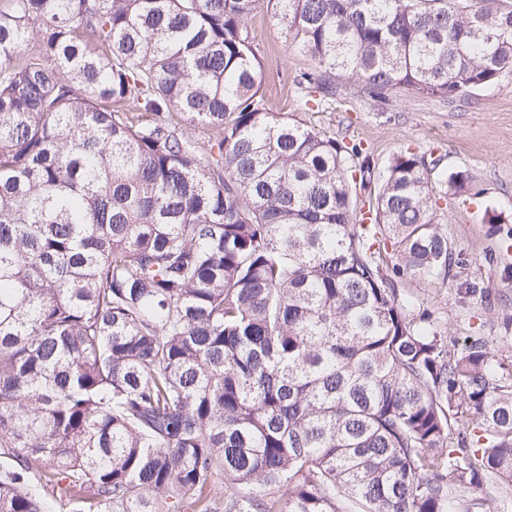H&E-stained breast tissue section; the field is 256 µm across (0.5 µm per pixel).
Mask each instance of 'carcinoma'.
Instances as JSON below:
<instances>
[{
	"mask_svg": "<svg viewBox=\"0 0 512 512\" xmlns=\"http://www.w3.org/2000/svg\"><path fill=\"white\" fill-rule=\"evenodd\" d=\"M256 2L0 0V512H507L512 369L396 287L469 174L269 111ZM268 2L310 94L512 83V0Z\"/></svg>",
	"mask_w": 512,
	"mask_h": 512,
	"instance_id": "1",
	"label": "carcinoma"
}]
</instances>
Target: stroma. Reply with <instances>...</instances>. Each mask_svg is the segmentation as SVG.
<instances>
[{
	"label": "stroma",
	"instance_id": "1",
	"mask_svg": "<svg viewBox=\"0 0 512 512\" xmlns=\"http://www.w3.org/2000/svg\"><path fill=\"white\" fill-rule=\"evenodd\" d=\"M248 26L270 111L360 144L381 163L409 147L442 168L469 173L468 191L449 197L437 215L461 266L452 268L444 285L406 279L399 286L435 310L451 337H496L497 354L511 367L512 247L506 241L512 236V83L489 85L448 102L404 89L372 98L340 81L333 95L314 104L299 83L312 63L290 48L266 0H259ZM489 205L500 213L501 223L485 222Z\"/></svg>",
	"mask_w": 512,
	"mask_h": 512
}]
</instances>
